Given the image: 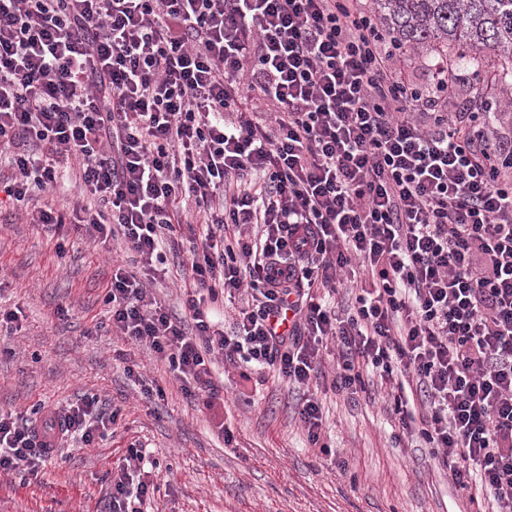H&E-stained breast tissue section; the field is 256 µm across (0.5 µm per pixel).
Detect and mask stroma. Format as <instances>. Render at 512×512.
I'll use <instances>...</instances> for the list:
<instances>
[{"mask_svg": "<svg viewBox=\"0 0 512 512\" xmlns=\"http://www.w3.org/2000/svg\"><path fill=\"white\" fill-rule=\"evenodd\" d=\"M133 260L123 245L105 250L0 208V307L20 312L19 329L0 334V410L94 395L119 411L93 445L59 439L38 479L1 476L0 512H105L112 471L133 444L157 462L154 512H468L467 494L439 475L427 449L396 445L376 387L327 393L325 455L299 424L302 392L272 371L260 382L236 369L216 374L220 409L185 397L164 362L112 331L104 304L112 265ZM130 362L164 388V400L142 398L125 372Z\"/></svg>", "mask_w": 512, "mask_h": 512, "instance_id": "1", "label": "stroma"}]
</instances>
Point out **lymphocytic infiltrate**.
Wrapping results in <instances>:
<instances>
[{
  "label": "lymphocytic infiltrate",
  "instance_id": "obj_1",
  "mask_svg": "<svg viewBox=\"0 0 512 512\" xmlns=\"http://www.w3.org/2000/svg\"><path fill=\"white\" fill-rule=\"evenodd\" d=\"M360 0H0V194L27 205L74 174L83 200L30 221L121 243L112 330L168 364L207 407L217 360L270 367L321 393L378 380L398 426L469 494L512 512V136L442 105L459 74L423 80ZM187 225L185 312L153 286ZM233 308L231 326L217 321ZM334 355L332 372L322 369ZM97 397L46 410L84 445L115 425ZM47 444L0 411V474L38 475ZM144 449L112 473L109 512H143Z\"/></svg>",
  "mask_w": 512,
  "mask_h": 512
}]
</instances>
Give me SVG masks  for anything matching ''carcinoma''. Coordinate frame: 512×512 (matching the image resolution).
Wrapping results in <instances>:
<instances>
[{
	"label": "carcinoma",
	"instance_id": "cac0c4a2",
	"mask_svg": "<svg viewBox=\"0 0 512 512\" xmlns=\"http://www.w3.org/2000/svg\"><path fill=\"white\" fill-rule=\"evenodd\" d=\"M368 10L404 49L490 68L500 93L512 91V0H368Z\"/></svg>",
	"mask_w": 512,
	"mask_h": 512
}]
</instances>
